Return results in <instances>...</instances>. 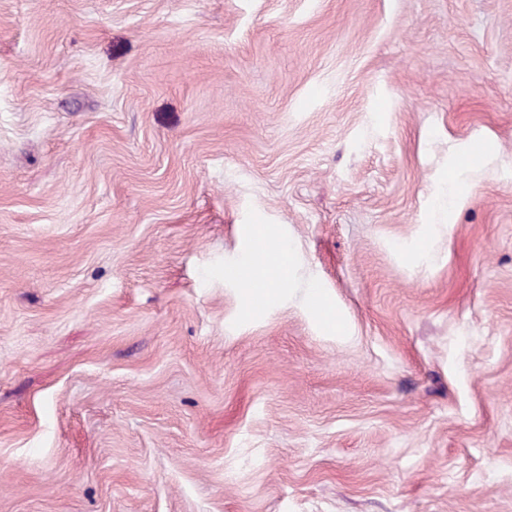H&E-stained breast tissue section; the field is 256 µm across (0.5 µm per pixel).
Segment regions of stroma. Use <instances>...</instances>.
Here are the masks:
<instances>
[{
    "instance_id": "stroma-1",
    "label": "stroma",
    "mask_w": 512,
    "mask_h": 512,
    "mask_svg": "<svg viewBox=\"0 0 512 512\" xmlns=\"http://www.w3.org/2000/svg\"><path fill=\"white\" fill-rule=\"evenodd\" d=\"M0 512H512V0H0ZM255 239L259 245L266 243L275 246L279 252L273 261L265 263L252 261L253 280L249 282L257 288L249 291L245 289L243 296L248 304L275 299L280 294L281 285L288 280L292 267L291 250L284 249L279 244H273L272 232L269 228L262 224L256 225ZM305 305L315 309L323 318L326 330L332 334H343V326L333 316L330 305L321 296L317 288L310 289L305 297Z\"/></svg>"
}]
</instances>
